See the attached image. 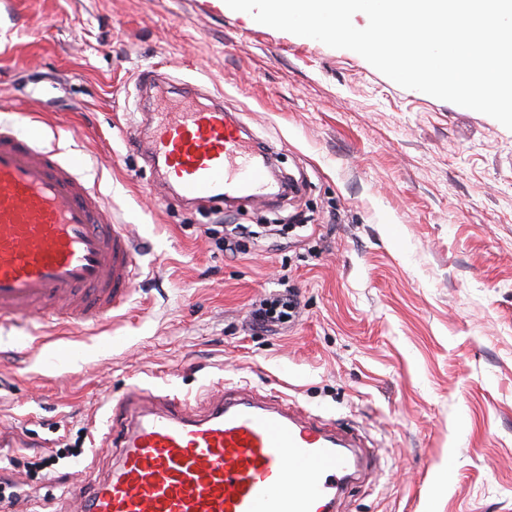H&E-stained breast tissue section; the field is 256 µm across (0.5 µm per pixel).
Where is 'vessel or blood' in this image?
Instances as JSON below:
<instances>
[{"label": "vessel or blood", "instance_id": "obj_1", "mask_svg": "<svg viewBox=\"0 0 512 512\" xmlns=\"http://www.w3.org/2000/svg\"><path fill=\"white\" fill-rule=\"evenodd\" d=\"M150 160L171 196L220 209L264 204L280 187L269 152L214 103L155 113ZM130 224L108 211L83 154L46 145L33 116L0 113V323L107 322L138 275ZM112 462L78 481L79 512H339L371 466L357 433L280 399L236 388L197 407L132 389L109 420Z\"/></svg>", "mask_w": 512, "mask_h": 512}]
</instances>
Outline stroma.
<instances>
[{"instance_id":"35a3bbf8","label":"stroma","mask_w":512,"mask_h":512,"mask_svg":"<svg viewBox=\"0 0 512 512\" xmlns=\"http://www.w3.org/2000/svg\"><path fill=\"white\" fill-rule=\"evenodd\" d=\"M223 99L294 197L221 211L162 200L129 145L139 75ZM0 105L81 149L132 219L140 274L101 328H0V477L13 512H56L132 388L191 401L223 383L358 428L378 462L342 512H512V130L406 89L359 54L218 0H0ZM205 224L258 231L224 254ZM293 287L298 319L253 329ZM74 351L55 361V348ZM79 443L30 489L32 456Z\"/></svg>"}]
</instances>
